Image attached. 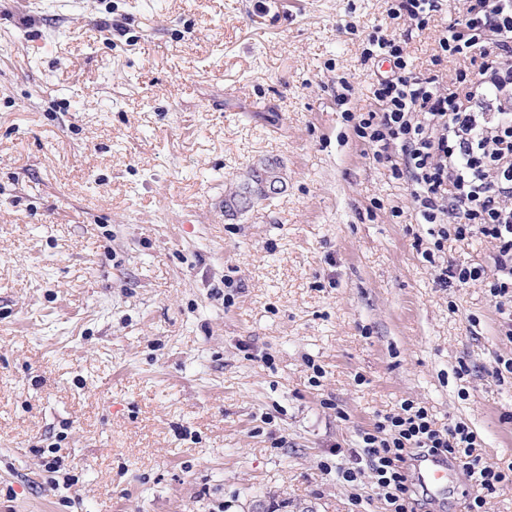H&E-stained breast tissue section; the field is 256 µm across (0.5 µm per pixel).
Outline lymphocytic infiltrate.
I'll use <instances>...</instances> for the list:
<instances>
[{
	"label": "lymphocytic infiltrate",
	"instance_id": "1",
	"mask_svg": "<svg viewBox=\"0 0 512 512\" xmlns=\"http://www.w3.org/2000/svg\"><path fill=\"white\" fill-rule=\"evenodd\" d=\"M439 46L443 55L480 60L450 91L413 73L406 38L374 31L363 55L390 68L377 75L374 107L358 113L353 131L407 184L418 223L431 227L427 262L451 239L479 235L494 243L493 270L448 265L439 285L484 281L501 330L512 337V0H466ZM361 442L387 512H424L427 501L407 466L419 453L459 460L468 481L481 487L466 512H485L487 495L512 484V461L486 462L467 423L437 427L426 407L408 399L380 416Z\"/></svg>",
	"mask_w": 512,
	"mask_h": 512
}]
</instances>
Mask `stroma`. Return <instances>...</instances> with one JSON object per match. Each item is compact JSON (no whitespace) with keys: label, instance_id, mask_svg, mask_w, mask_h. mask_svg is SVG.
Instances as JSON below:
<instances>
[{"label":"stroma","instance_id":"1","mask_svg":"<svg viewBox=\"0 0 512 512\" xmlns=\"http://www.w3.org/2000/svg\"><path fill=\"white\" fill-rule=\"evenodd\" d=\"M463 5L407 44L447 88ZM387 9L0 0V512H385L339 470L406 399L512 457L495 301L439 286L407 186L344 119L372 104L367 35L408 27ZM267 160L282 190L225 209Z\"/></svg>","mask_w":512,"mask_h":512}]
</instances>
